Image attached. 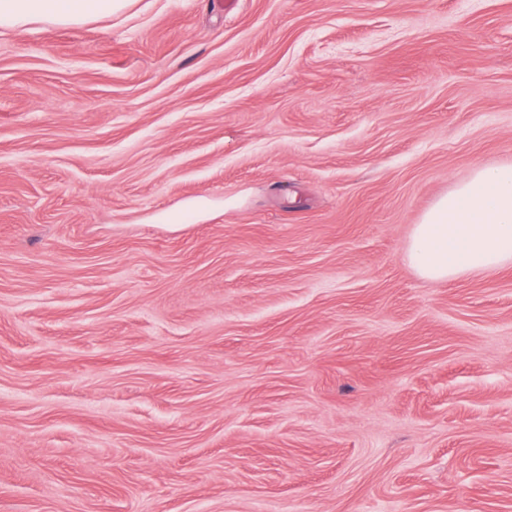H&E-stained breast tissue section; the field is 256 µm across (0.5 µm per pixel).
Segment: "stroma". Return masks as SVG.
Returning <instances> with one entry per match:
<instances>
[{
    "instance_id": "35a3bbf8",
    "label": "stroma",
    "mask_w": 512,
    "mask_h": 512,
    "mask_svg": "<svg viewBox=\"0 0 512 512\" xmlns=\"http://www.w3.org/2000/svg\"><path fill=\"white\" fill-rule=\"evenodd\" d=\"M512 0H131L0 30V512H512ZM406 259L437 282L512 264V165L478 168L438 197L412 225Z\"/></svg>"
}]
</instances>
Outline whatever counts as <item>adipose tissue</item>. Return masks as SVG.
I'll use <instances>...</instances> for the list:
<instances>
[{
	"label": "adipose tissue",
	"mask_w": 512,
	"mask_h": 512,
	"mask_svg": "<svg viewBox=\"0 0 512 512\" xmlns=\"http://www.w3.org/2000/svg\"><path fill=\"white\" fill-rule=\"evenodd\" d=\"M127 0H0V28L82 24ZM408 264L423 279L450 281L512 264V165L482 167L441 195L411 228Z\"/></svg>",
	"instance_id": "1"
}]
</instances>
